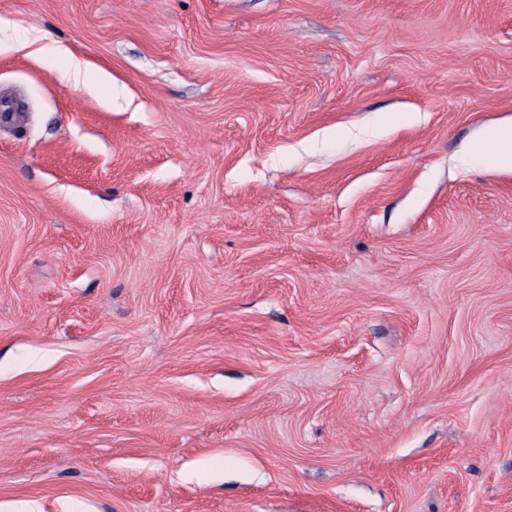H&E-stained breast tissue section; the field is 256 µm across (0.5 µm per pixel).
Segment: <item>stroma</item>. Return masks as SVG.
<instances>
[{
	"label": "stroma",
	"mask_w": 512,
	"mask_h": 512,
	"mask_svg": "<svg viewBox=\"0 0 512 512\" xmlns=\"http://www.w3.org/2000/svg\"><path fill=\"white\" fill-rule=\"evenodd\" d=\"M7 92L0 512H512V0H0ZM480 160L488 167L512 172V118L493 127L473 149L459 158L461 166Z\"/></svg>",
	"instance_id": "obj_1"
}]
</instances>
